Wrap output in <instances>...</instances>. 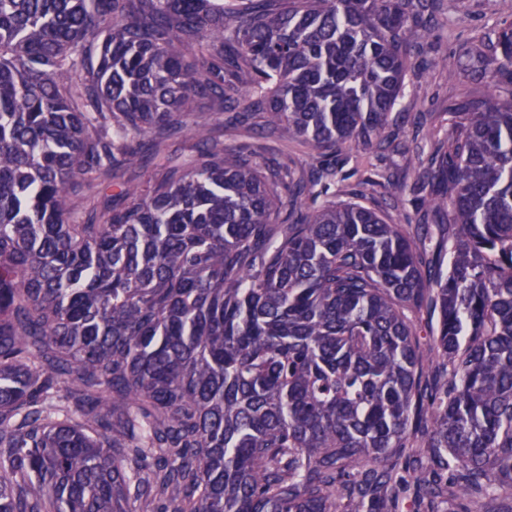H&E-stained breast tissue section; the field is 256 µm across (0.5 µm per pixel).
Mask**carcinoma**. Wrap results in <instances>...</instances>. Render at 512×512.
Returning a JSON list of instances; mask_svg holds the SVG:
<instances>
[{"label": "carcinoma", "mask_w": 512, "mask_h": 512, "mask_svg": "<svg viewBox=\"0 0 512 512\" xmlns=\"http://www.w3.org/2000/svg\"><path fill=\"white\" fill-rule=\"evenodd\" d=\"M440 2L0 0V512H512V28L423 167L432 252L302 210ZM241 144H251L260 147L262 153L270 152L282 155V158H288V164L296 169L297 175L307 173L313 165L318 164L310 151L296 140L262 138L243 130H224V145L233 147Z\"/></svg>", "instance_id": "carcinoma-1"}]
</instances>
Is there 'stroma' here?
Wrapping results in <instances>:
<instances>
[{
	"mask_svg": "<svg viewBox=\"0 0 512 512\" xmlns=\"http://www.w3.org/2000/svg\"><path fill=\"white\" fill-rule=\"evenodd\" d=\"M448 23L433 49L414 54L403 96L389 116L393 141L382 149L352 146L336 154V179L328 189L337 201L376 209L390 224L415 238H435L437 225L425 223L430 188L416 182L418 159L428 156L434 141L448 134V113L459 100L484 94L489 78L483 65L464 55L472 37L495 34L512 25V0H450ZM224 143L250 144L287 158L297 174L317 160L298 141L262 138L228 130Z\"/></svg>",
	"mask_w": 512,
	"mask_h": 512,
	"instance_id": "obj_1",
	"label": "stroma"
}]
</instances>
